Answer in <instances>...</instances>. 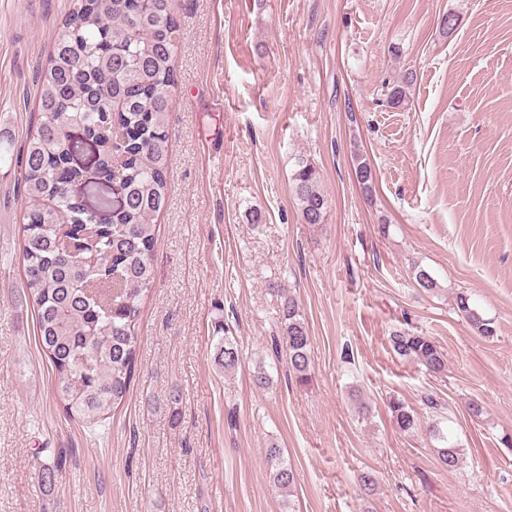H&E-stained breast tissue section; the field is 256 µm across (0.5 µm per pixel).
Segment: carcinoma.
I'll use <instances>...</instances> for the list:
<instances>
[{
    "label": "carcinoma",
    "instance_id": "carcinoma-1",
    "mask_svg": "<svg viewBox=\"0 0 512 512\" xmlns=\"http://www.w3.org/2000/svg\"><path fill=\"white\" fill-rule=\"evenodd\" d=\"M180 31L176 0H74L38 77L37 122L20 148V185L25 209L21 256L24 288L35 310L38 343L56 379L66 415L87 427L108 418L126 397L139 353L136 330L154 284L153 220L168 196L173 65ZM416 73H405L389 93L393 107L406 103ZM78 128L95 147L96 160L81 166L70 158L65 131ZM365 195L373 192L370 163L356 157L355 173ZM113 181L120 198L108 223L94 222L70 192L74 183ZM292 189L303 224H323L330 208L320 174L307 158L295 160ZM279 298L275 358L285 359L300 385L312 381L310 338L304 314L290 288L271 281ZM460 317L483 337L492 320L464 291L455 295ZM215 362L226 372L240 364L233 337L218 324ZM394 352L432 375L447 368L444 352L430 337L406 330L392 333ZM394 427L422 431L441 441L440 463L453 470L458 448L438 425L420 420L404 402H389ZM270 478L282 491L295 474L275 443L266 448ZM37 479L54 481L56 466L34 455Z\"/></svg>",
    "mask_w": 512,
    "mask_h": 512
}]
</instances>
